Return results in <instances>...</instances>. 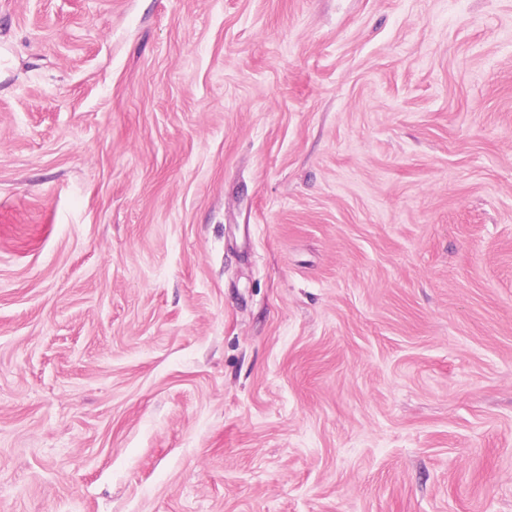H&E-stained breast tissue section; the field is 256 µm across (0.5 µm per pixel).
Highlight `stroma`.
Returning <instances> with one entry per match:
<instances>
[{
  "label": "stroma",
  "mask_w": 512,
  "mask_h": 512,
  "mask_svg": "<svg viewBox=\"0 0 512 512\" xmlns=\"http://www.w3.org/2000/svg\"><path fill=\"white\" fill-rule=\"evenodd\" d=\"M0 512H512V0H0Z\"/></svg>",
  "instance_id": "obj_1"
}]
</instances>
